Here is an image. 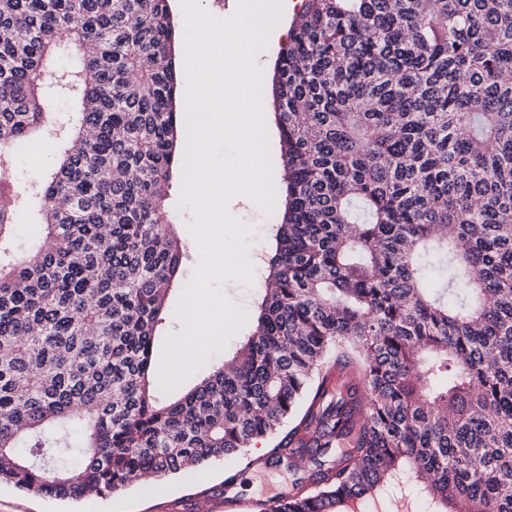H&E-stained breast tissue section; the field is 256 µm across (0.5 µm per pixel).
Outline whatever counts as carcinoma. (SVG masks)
<instances>
[{"label":"carcinoma","instance_id":"obj_1","mask_svg":"<svg viewBox=\"0 0 512 512\" xmlns=\"http://www.w3.org/2000/svg\"><path fill=\"white\" fill-rule=\"evenodd\" d=\"M176 36L169 0H0V158L67 113L29 191L0 165V483L102 498L271 459L298 478L259 512L407 478L432 512H512V0H304L252 330L168 400Z\"/></svg>","mask_w":512,"mask_h":512}]
</instances>
